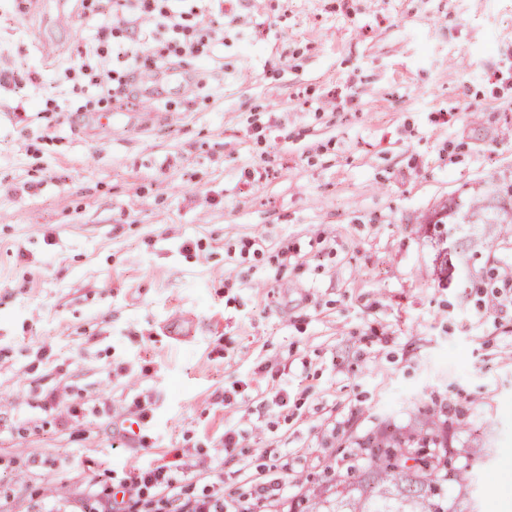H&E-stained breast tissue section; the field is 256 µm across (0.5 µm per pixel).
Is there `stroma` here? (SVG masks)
<instances>
[{"mask_svg":"<svg viewBox=\"0 0 512 512\" xmlns=\"http://www.w3.org/2000/svg\"><path fill=\"white\" fill-rule=\"evenodd\" d=\"M96 0H0V512H80L133 465L276 512L354 443L455 410L471 512L512 491V249L435 212L512 181V0H233L205 60L138 48L124 102L58 98ZM108 113L112 125L98 126ZM149 404L141 419L136 401ZM136 442L127 445L126 431Z\"/></svg>","mask_w":512,"mask_h":512,"instance_id":"1","label":"stroma"}]
</instances>
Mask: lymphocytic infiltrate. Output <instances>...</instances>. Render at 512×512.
I'll return each instance as SVG.
<instances>
[{"label": "lymphocytic infiltrate", "mask_w": 512, "mask_h": 512, "mask_svg": "<svg viewBox=\"0 0 512 512\" xmlns=\"http://www.w3.org/2000/svg\"><path fill=\"white\" fill-rule=\"evenodd\" d=\"M102 13L121 14L132 33L131 40H113L111 50L100 46L87 49L84 57L66 60L61 64L65 75L71 76L74 86H90L98 97L118 95L121 84L115 81V64L134 61L135 42L149 44L158 62L186 56L200 57L208 44L224 37V0H192L189 10H182L176 0H98ZM193 13L207 17L203 27L188 24L185 15ZM179 472L167 464L134 467L130 476L131 489L149 488L159 491L169 512H250L251 507L272 505L280 493L278 483L258 481L254 495L248 500L226 499L212 495L193 498L183 496Z\"/></svg>", "instance_id": "obj_1"}]
</instances>
